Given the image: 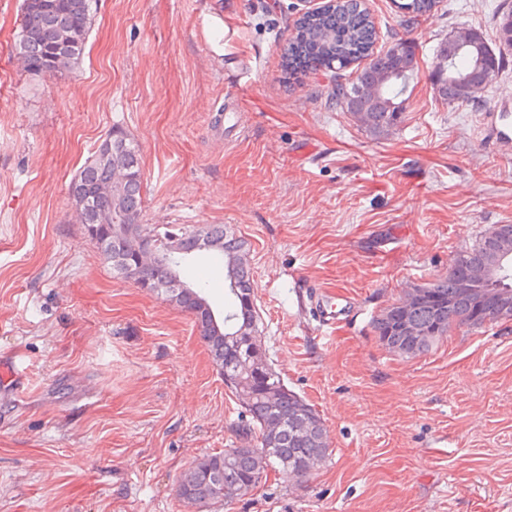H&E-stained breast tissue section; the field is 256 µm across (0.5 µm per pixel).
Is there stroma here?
I'll return each mask as SVG.
<instances>
[{
    "label": "stroma",
    "mask_w": 512,
    "mask_h": 512,
    "mask_svg": "<svg viewBox=\"0 0 512 512\" xmlns=\"http://www.w3.org/2000/svg\"><path fill=\"white\" fill-rule=\"evenodd\" d=\"M23 0H0V512H196L176 493L196 459L237 447L243 408L192 318L116 276L78 224L69 184L115 130L139 147L145 224H225L246 243L268 362L310 404L330 455L302 481L270 474L205 512H512V321L452 331L407 358L374 321L512 224V50L463 106L428 73L450 34H495L512 0H439L405 25L366 0L417 76L401 123L376 136L326 105L332 73L288 78L300 0H92L85 52L25 72ZM224 56L213 59V44ZM352 297L357 315L317 311Z\"/></svg>",
    "instance_id": "1"
}]
</instances>
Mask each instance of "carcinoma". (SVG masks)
I'll use <instances>...</instances> for the list:
<instances>
[{
    "instance_id": "cac0c4a2",
    "label": "carcinoma",
    "mask_w": 512,
    "mask_h": 512,
    "mask_svg": "<svg viewBox=\"0 0 512 512\" xmlns=\"http://www.w3.org/2000/svg\"><path fill=\"white\" fill-rule=\"evenodd\" d=\"M436 0H409L398 6L405 22L417 23L429 17ZM91 26V0H41L38 8L22 11L15 48L36 62L28 73L39 76V66L46 64L59 72L68 68L83 55ZM69 34L73 46L58 49L56 37ZM499 43H512V11L500 14L495 31ZM377 31L375 22L361 0H336V4L306 14L298 19L294 34L287 40L281 53V66L290 76L308 71H344L355 68L347 82H336L327 94L330 105L348 112L360 113L363 124L373 134L380 135L395 127L403 115V102L399 98L413 81L411 63L416 46L400 38L388 48L375 49ZM440 54L448 55L445 72H429V79L438 98L447 105L459 106L471 101L464 92L470 84H487L503 67V59L489 46L482 34L472 32L470 45L458 52L452 51V41H446ZM124 144L116 154L103 159L93 154L72 179L77 191L94 202L92 208H82L79 220L93 224L98 215L110 213L121 216L124 224L139 223L144 208V181L139 176L128 180L117 196L100 194L102 186L112 180L114 168L133 165L141 168L139 148L133 140L121 137ZM170 231L178 236L177 272L185 276L187 263L199 254L197 238L204 236L218 247L210 253L217 262H224L228 254L245 253L244 242L222 224H172ZM105 260L111 262L115 272L126 280L138 283L148 280L159 286V294L178 310L190 315L206 344L215 366L226 380L225 386L237 399L248 419L240 429L246 443L269 447L265 465L260 467L249 449L233 453L223 452L200 459L204 471L178 482L180 500H209L214 497L215 477L224 476V485L252 483L256 486L267 481L271 471L292 474L302 480L308 476L306 462L326 457L328 445L323 426H315L308 433L295 432L302 408L315 419L319 414L288 389L280 376L266 364L260 368L250 360L251 345L246 343L250 334L257 332L255 305L241 308L239 298L229 295L224 305V327L217 331L210 320L197 313V297L205 295L206 284L197 281L191 292L184 293L171 286L168 269L161 266L142 267L138 276L124 274L132 255V248L119 247L108 238L97 244ZM437 291L441 306L424 302L406 315L407 321L424 332L416 354L429 351L446 333L437 329V322L445 318L448 331L471 326V301L458 293L452 279L440 277L431 283ZM444 315H439V312Z\"/></svg>"
}]
</instances>
